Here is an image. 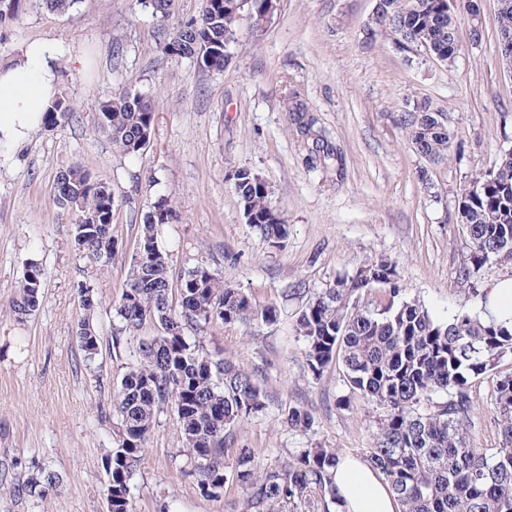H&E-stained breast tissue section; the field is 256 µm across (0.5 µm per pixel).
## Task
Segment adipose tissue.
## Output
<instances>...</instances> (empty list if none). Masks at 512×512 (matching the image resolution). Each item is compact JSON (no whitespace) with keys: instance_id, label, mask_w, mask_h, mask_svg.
Returning a JSON list of instances; mask_svg holds the SVG:
<instances>
[{"instance_id":"1","label":"adipose tissue","mask_w":512,"mask_h":512,"mask_svg":"<svg viewBox=\"0 0 512 512\" xmlns=\"http://www.w3.org/2000/svg\"><path fill=\"white\" fill-rule=\"evenodd\" d=\"M54 57L51 44L33 40L0 64V145L23 142L59 97ZM334 474L343 512H400L383 475L367 462L340 455Z\"/></svg>"}]
</instances>
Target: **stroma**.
Wrapping results in <instances>:
<instances>
[{"label":"stroma","instance_id":"35a3bbf8","mask_svg":"<svg viewBox=\"0 0 512 512\" xmlns=\"http://www.w3.org/2000/svg\"><path fill=\"white\" fill-rule=\"evenodd\" d=\"M477 3L473 14L457 0L461 49L443 63L384 35L367 40L376 0H279L262 37L241 20L230 62L206 72L163 50L169 36L198 19L201 0H175L162 21L138 0H79L64 13L21 0L18 15L0 25V62L31 40L58 47L61 95L74 112L53 130L0 148V512H106L112 390L131 357L106 349L98 372L86 369L75 336L78 286L91 285L97 323L109 334L138 226L162 197L176 212L159 235L172 275L203 264L277 310L272 323L203 337L241 367L264 369L269 401L242 427V443L268 469L315 446L365 457L379 409L359 398L338 407L346 392L338 369L319 380L308 375L294 326L313 293L379 255L393 261L406 296L435 320L481 312L480 297L454 280L467 252L455 213L460 188L512 147V71L499 52L498 0ZM123 90L155 103L152 142L134 159L116 154L93 127L98 103ZM292 93L342 153L343 170L307 167L311 141L288 110ZM417 103L448 115L454 139L441 164L418 155L393 121L394 112ZM75 161L129 198L113 220L115 249L105 266L75 251L74 217L52 202L57 172ZM238 166L256 169L270 185L272 204L290 226L283 248L268 247L245 223L224 180ZM32 258L41 264L43 300L20 323L4 306ZM300 403L315 412L307 432L283 421L288 406ZM180 446L176 415L165 410L131 481L134 512L163 504L169 512H242L236 485L218 499L199 494L172 460ZM42 468L61 475L59 487L43 501L16 494Z\"/></svg>","mask_w":512,"mask_h":512}]
</instances>
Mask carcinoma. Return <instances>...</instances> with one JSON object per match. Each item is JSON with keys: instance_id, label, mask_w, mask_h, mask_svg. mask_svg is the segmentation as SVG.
Returning <instances> with one entry per match:
<instances>
[{"instance_id": "carcinoma-1", "label": "carcinoma", "mask_w": 512, "mask_h": 512, "mask_svg": "<svg viewBox=\"0 0 512 512\" xmlns=\"http://www.w3.org/2000/svg\"><path fill=\"white\" fill-rule=\"evenodd\" d=\"M174 0H143L156 17L170 15ZM278 0H203L200 19L177 30L164 45L174 57L189 58L203 71H221L229 49L239 43V23L250 21L260 37L273 20ZM392 37L410 52L429 47L432 58L446 62L460 50L454 11L448 0H382L368 28ZM503 62L512 60V0L498 9ZM302 132L312 139L311 168L335 159L316 119L294 95L288 96ZM153 101L140 92L121 91L101 102L94 126L108 134L112 147L136 157L150 146ZM72 107L59 100L44 114L45 130L68 121ZM416 152L434 164L448 159L453 133L442 112L415 105L396 115ZM245 223L272 247L286 242L289 227L273 206L272 191L254 168L228 170ZM53 192L56 208L75 215L72 235L80 256L92 263L112 257V221L127 202L112 183L80 162L59 170ZM166 198L158 199L138 227L117 314L121 325L111 332V348L127 346L134 362L112 393L116 431L104 469L112 478V512H133L130 481L140 454L164 409L177 416L182 434L181 470L191 476L201 496L219 498L228 482L245 497V512H329L339 504L332 469L334 448H303L279 469L258 464L254 450L234 445V431L262 413L268 402L265 375L246 370L210 351L200 334L210 327L271 323L276 309L261 305L246 291L224 283L201 264L172 279L168 254L158 243L162 226L174 220ZM456 221L467 239V259L455 269L458 283L479 289L472 271L500 257L512 256V149L496 166L460 189ZM40 262L26 263L8 311L19 322L31 318L43 299ZM91 286L79 288L83 314L76 337L87 365L102 352L94 324L97 302ZM150 325L155 335L140 337ZM296 334L304 343L308 374L319 380L333 362L342 366L349 393L382 410L365 462L382 473L401 512H512V373L496 375L490 415L500 432L495 448H477L469 434L475 427V382L493 374L512 357V329L467 313L446 322L435 320L417 299L403 294L395 264L381 255L312 296L300 312ZM284 423L309 431L311 409L288 406ZM235 450L232 467L225 458ZM62 482L60 474L39 470L17 492L46 499Z\"/></svg>"}]
</instances>
